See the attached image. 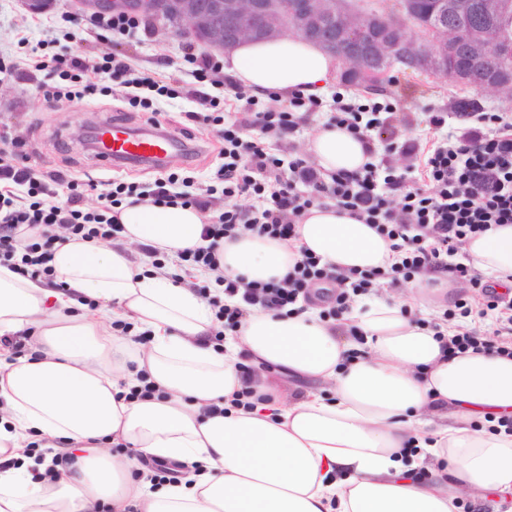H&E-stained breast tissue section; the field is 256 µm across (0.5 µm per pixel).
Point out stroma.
Returning a JSON list of instances; mask_svg holds the SVG:
<instances>
[{"label":"stroma","mask_w":512,"mask_h":512,"mask_svg":"<svg viewBox=\"0 0 512 512\" xmlns=\"http://www.w3.org/2000/svg\"><path fill=\"white\" fill-rule=\"evenodd\" d=\"M70 14V8L63 5L51 10L55 24L47 31L36 23L33 14L21 7L19 0H0V62L19 64L13 76L0 80V130L21 135L25 152L38 157L42 171L62 170L81 183L113 176L137 183L147 191L164 173L186 170L194 172L198 182H208L224 161L216 141L210 142L202 156L195 159L171 154L161 169L112 170L96 160L92 151L82 148L77 136L83 126L97 124L125 109L123 87L111 85L106 93L89 95L79 102L52 101L45 97L44 91L54 84V77L49 71L28 66V59L67 53L99 60L117 52L128 57L134 68L166 77L177 75L175 62L183 39L152 24L138 39L119 46L90 35L82 40L71 39L67 36L71 28L67 21ZM346 87L356 94L391 102L398 117L400 136L405 140L425 138L428 113L453 112L455 102L461 99L477 102L479 110L485 112L512 113V102L494 91L463 89L403 67L393 71L390 81L369 88L338 77L336 90Z\"/></svg>","instance_id":"stroma-1"}]
</instances>
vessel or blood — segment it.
Listing matches in <instances>:
<instances>
[{
	"label": "vessel or blood",
	"instance_id": "vessel-or-blood-1",
	"mask_svg": "<svg viewBox=\"0 0 512 512\" xmlns=\"http://www.w3.org/2000/svg\"><path fill=\"white\" fill-rule=\"evenodd\" d=\"M190 149V144L184 138L151 128L134 129L119 122L108 121L99 127L95 154L105 164H159L172 152L186 154Z\"/></svg>",
	"mask_w": 512,
	"mask_h": 512
}]
</instances>
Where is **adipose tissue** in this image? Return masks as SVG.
Masks as SVG:
<instances>
[{
  "instance_id": "ef3b65f1",
  "label": "adipose tissue",
  "mask_w": 512,
  "mask_h": 512,
  "mask_svg": "<svg viewBox=\"0 0 512 512\" xmlns=\"http://www.w3.org/2000/svg\"><path fill=\"white\" fill-rule=\"evenodd\" d=\"M339 60L297 34L238 45L224 72L257 97L324 96ZM327 172L359 170L361 142L339 128L307 142ZM112 243L56 244L51 280L0 265V337L29 351L0 354V512H512V358L451 353L453 330L400 306L362 300L340 321L316 306L288 316L254 306L223 343L215 318L171 271L134 259L150 247L175 258L201 246L193 206L124 203ZM285 243L245 234L222 240L225 273L283 279L302 252L335 270L393 261L389 239L331 203L312 206ZM467 258L512 288V224L471 236ZM116 321L131 334L113 332ZM152 397L131 398L140 374ZM311 381L296 394L277 375ZM254 390L269 401L235 406ZM69 454L50 458L30 444ZM178 464L153 486L140 463Z\"/></svg>"
}]
</instances>
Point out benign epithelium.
Returning <instances> with one entry per match:
<instances>
[{
  "instance_id": "benign-epithelium-1",
  "label": "benign epithelium",
  "mask_w": 512,
  "mask_h": 512,
  "mask_svg": "<svg viewBox=\"0 0 512 512\" xmlns=\"http://www.w3.org/2000/svg\"><path fill=\"white\" fill-rule=\"evenodd\" d=\"M89 16L129 14L158 23L163 30L222 51L288 32L322 45L356 78L377 73L397 60L408 69L446 77L463 87L490 89L512 101V41L499 54L484 34L448 23L447 16L481 15L489 23L512 18V0H432L428 18L423 0H404L399 18L371 14L357 0H70ZM415 36L407 34L408 29ZM471 69L450 70L449 57L460 45Z\"/></svg>"
}]
</instances>
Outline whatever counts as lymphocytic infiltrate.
I'll use <instances>...</instances> for the list:
<instances>
[{"label":"lymphocytic infiltrate","instance_id":"f902f5d3","mask_svg":"<svg viewBox=\"0 0 512 512\" xmlns=\"http://www.w3.org/2000/svg\"><path fill=\"white\" fill-rule=\"evenodd\" d=\"M52 63L64 81L63 86L47 90L53 100L72 101L95 93L102 74L122 82L125 101L134 112L159 114L157 97L180 95L177 86L155 76H133L131 64L120 54L100 62L58 54ZM178 69L212 87L211 92H197L199 108L185 117L222 141L224 162L216 172L217 185L207 186L203 193H190L192 178L172 172L155 180L151 201L204 210L210 194L219 190L224 195L223 212L203 229L208 246L179 252L176 259L184 270L214 273L223 287V297L212 300L215 318L223 325L215 332V340H223L225 331L236 330L248 307L258 305L280 315L297 312L300 301L317 285L333 287L322 316L334 320L348 312L354 297L433 271L468 279L499 322L490 334L456 327L448 340L449 350L512 356V299L498 294L480 273L455 260L468 237L512 224V113H462L468 126L457 134L446 128L447 113L433 112L423 141H403L387 117L391 104H362L337 93L327 124L362 142L369 160L352 173H327L312 157L286 147L287 138L317 115L321 99L301 95L285 99L273 92L269 95L273 108L262 109L255 97L233 88L235 99L244 102L246 110L242 117H232L225 114L219 94L220 89L233 87L224 74L223 60L196 53L193 44L186 42ZM22 146L19 137L0 134V265L47 277L52 273L58 231L84 239H116L122 227L112 210L137 192L134 184L104 181L101 210L84 211L81 184L56 171L38 175L22 154ZM410 172L417 173V180H407ZM61 194L66 197L62 206L54 202ZM243 198L249 199V206H240ZM326 202L391 240L394 262L382 270L338 272L307 252L280 281L248 282L221 274L219 240L247 233L293 240L309 208Z\"/></svg>","mask_w":512,"mask_h":512}]
</instances>
